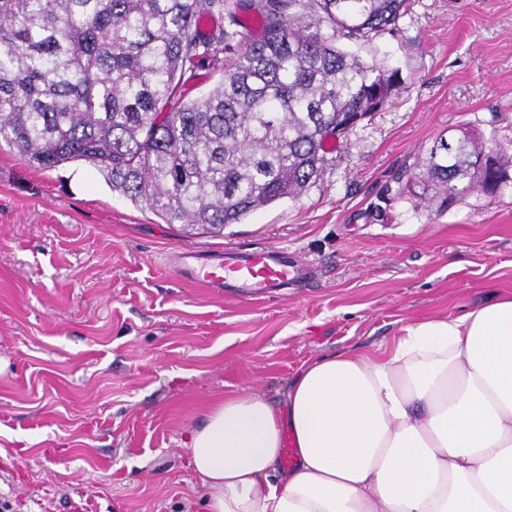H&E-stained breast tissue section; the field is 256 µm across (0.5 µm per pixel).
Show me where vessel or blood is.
Here are the masks:
<instances>
[{
  "label": "vessel or blood",
  "mask_w": 512,
  "mask_h": 512,
  "mask_svg": "<svg viewBox=\"0 0 512 512\" xmlns=\"http://www.w3.org/2000/svg\"><path fill=\"white\" fill-rule=\"evenodd\" d=\"M172 262L184 280L239 299L264 298L299 288L316 274L314 264L297 251L265 244L237 246L214 256L183 249L175 253Z\"/></svg>",
  "instance_id": "obj_1"
}]
</instances>
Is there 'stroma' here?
I'll return each instance as SVG.
<instances>
[{"label": "stroma", "mask_w": 512, "mask_h": 512, "mask_svg": "<svg viewBox=\"0 0 512 512\" xmlns=\"http://www.w3.org/2000/svg\"><path fill=\"white\" fill-rule=\"evenodd\" d=\"M398 69L387 108L321 178L221 232L164 223L81 162L0 148V499L19 512H201L186 446L229 392L281 400L303 362L384 352L406 324L512 294V187L443 213L387 196L439 135L512 143V0H411L359 47ZM285 245V295L184 281L182 248Z\"/></svg>", "instance_id": "stroma-1"}]
</instances>
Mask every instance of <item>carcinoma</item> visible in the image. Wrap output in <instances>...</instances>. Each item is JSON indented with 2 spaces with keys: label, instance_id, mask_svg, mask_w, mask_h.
<instances>
[{
  "label": "carcinoma",
  "instance_id": "obj_1",
  "mask_svg": "<svg viewBox=\"0 0 512 512\" xmlns=\"http://www.w3.org/2000/svg\"><path fill=\"white\" fill-rule=\"evenodd\" d=\"M407 0H0V142L89 164L167 224L223 229L295 199L402 78L345 49ZM203 83L207 92L194 91ZM440 136L396 194L443 212L512 183L507 148Z\"/></svg>",
  "mask_w": 512,
  "mask_h": 512
}]
</instances>
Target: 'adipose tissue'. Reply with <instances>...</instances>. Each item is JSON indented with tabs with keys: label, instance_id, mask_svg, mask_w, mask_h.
<instances>
[{
	"label": "adipose tissue",
	"instance_id": "obj_1",
	"mask_svg": "<svg viewBox=\"0 0 512 512\" xmlns=\"http://www.w3.org/2000/svg\"><path fill=\"white\" fill-rule=\"evenodd\" d=\"M186 452L203 512H512V295L225 395Z\"/></svg>",
	"mask_w": 512,
	"mask_h": 512
}]
</instances>
